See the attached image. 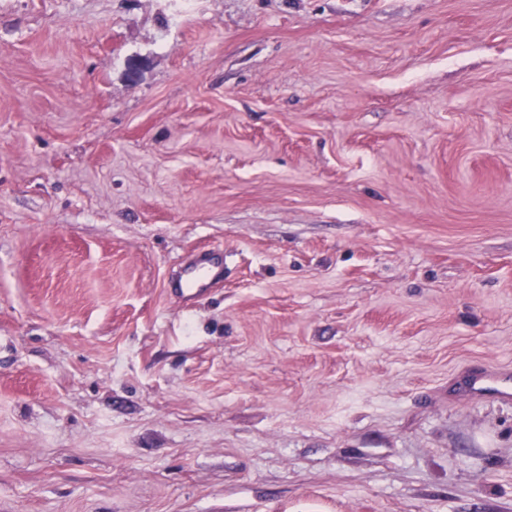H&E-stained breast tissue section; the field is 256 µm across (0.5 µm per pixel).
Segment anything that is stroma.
Here are the masks:
<instances>
[{"label": "stroma", "mask_w": 512, "mask_h": 512, "mask_svg": "<svg viewBox=\"0 0 512 512\" xmlns=\"http://www.w3.org/2000/svg\"><path fill=\"white\" fill-rule=\"evenodd\" d=\"M482 366L512 0H0V512H512ZM224 278V253L204 252L183 267L179 278L171 283L187 299L199 297Z\"/></svg>", "instance_id": "stroma-1"}]
</instances>
